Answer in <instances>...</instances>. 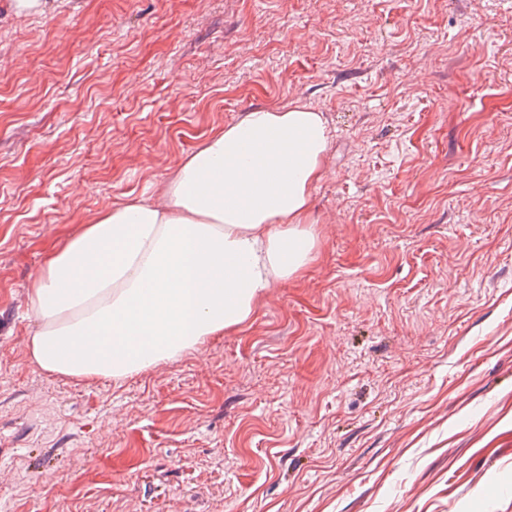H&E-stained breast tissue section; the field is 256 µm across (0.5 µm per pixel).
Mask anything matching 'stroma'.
<instances>
[{
    "label": "stroma",
    "instance_id": "35a3bbf8",
    "mask_svg": "<svg viewBox=\"0 0 512 512\" xmlns=\"http://www.w3.org/2000/svg\"><path fill=\"white\" fill-rule=\"evenodd\" d=\"M295 103L300 279L122 381L31 363L47 253ZM0 512H512V0H0Z\"/></svg>",
    "mask_w": 512,
    "mask_h": 512
}]
</instances>
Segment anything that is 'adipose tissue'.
Wrapping results in <instances>:
<instances>
[{
  "label": "adipose tissue",
  "mask_w": 512,
  "mask_h": 512,
  "mask_svg": "<svg viewBox=\"0 0 512 512\" xmlns=\"http://www.w3.org/2000/svg\"><path fill=\"white\" fill-rule=\"evenodd\" d=\"M328 146L323 113L260 107L186 154L155 199L126 197L82 227L30 285L34 364L120 379L240 329L313 258Z\"/></svg>",
  "instance_id": "obj_1"
}]
</instances>
